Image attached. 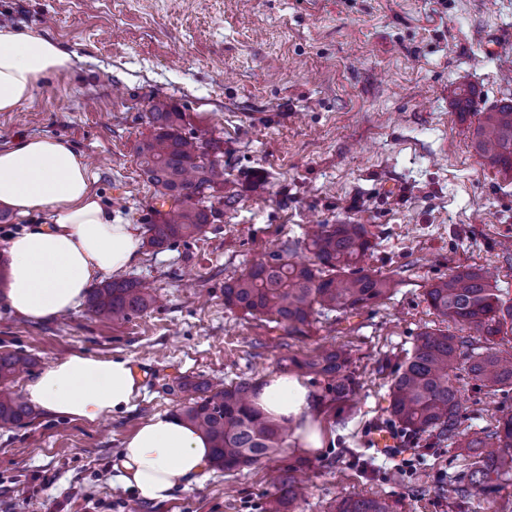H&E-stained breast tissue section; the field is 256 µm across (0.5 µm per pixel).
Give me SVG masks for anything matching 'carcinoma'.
<instances>
[{"mask_svg":"<svg viewBox=\"0 0 512 512\" xmlns=\"http://www.w3.org/2000/svg\"><path fill=\"white\" fill-rule=\"evenodd\" d=\"M456 97L463 109L477 116L471 132L477 155L512 179V103L479 110L472 90L461 88ZM146 122L151 132L136 147L138 166L155 197L172 201L171 210L147 228L148 244L162 249L205 232L217 219L215 204L231 208L235 200L221 194L220 139L209 133L185 135L184 113L165 98L152 100ZM299 244L314 261L296 262L280 254L260 260L246 274L224 283V304L251 317L265 316L289 336L306 337L320 316L353 315L389 297L398 285L361 266L373 249L363 224H311ZM425 296L439 316L467 327L471 334L428 328L417 335L391 384L389 419L415 440L434 432L474 453L477 461L468 482L450 483L448 493L463 502L484 500L499 478L512 472V415L489 431L462 429L463 404L453 377L455 371H464L474 389L487 396L512 391V349H501L512 335V302L503 300L484 272L473 266L433 282ZM154 303L151 289L133 279L90 288L86 297L94 319L114 324L129 321ZM349 364L343 348L288 358V366L322 378L326 397L338 403L349 401L358 388ZM30 365L23 356L0 352V426H24L34 418L32 406L9 387ZM260 387L247 378L222 386L197 383L199 396L180 408L183 420L210 441L212 467L250 468L272 460L284 447L288 433L283 423L254 406ZM295 471L288 466L274 477L277 496L268 512L292 510L303 499ZM331 512H394V506L379 497L344 498Z\"/></svg>","mask_w":512,"mask_h":512,"instance_id":"1","label":"carcinoma"}]
</instances>
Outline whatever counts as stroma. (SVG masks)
<instances>
[{
	"label": "stroma",
	"mask_w": 512,
	"mask_h": 512,
	"mask_svg": "<svg viewBox=\"0 0 512 512\" xmlns=\"http://www.w3.org/2000/svg\"><path fill=\"white\" fill-rule=\"evenodd\" d=\"M20 25L74 48L72 72L44 80L0 112V145L20 136L67 139L106 210L156 221L154 189L136 146L153 98L185 114V132L220 135L225 194L237 199L203 234L165 249L141 245L126 275L157 308L112 325L85 309L45 321L0 297V352L34 358L24 391L64 355L122 356L138 372L130 411L85 423L37 413L0 427V512H266L277 469L306 460L297 512H329L346 497H382L397 512H460L445 488L472 460L423 434V459L380 453L372 430L393 431L386 408L395 370L424 328L460 333L425 300L460 267L489 271L512 300V180L475 153L455 103L512 99V0H0V26ZM363 224L365 268L398 280L394 293L310 338L286 336L224 304V283L280 254L307 225ZM350 349L353 401L320 404L318 448L288 443L243 471L206 469L170 499L136 498L114 464L147 418L188 403L183 380L228 384L281 375L282 358ZM467 429L512 415V393L489 400L460 379Z\"/></svg>",
	"instance_id": "obj_1"
}]
</instances>
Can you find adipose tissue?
Listing matches in <instances>:
<instances>
[{"label": "adipose tissue", "instance_id": "1", "mask_svg": "<svg viewBox=\"0 0 512 512\" xmlns=\"http://www.w3.org/2000/svg\"><path fill=\"white\" fill-rule=\"evenodd\" d=\"M75 54L24 26L0 27V112L31 98L40 82L65 74ZM0 205L19 218L46 213L47 223L11 237L6 302L18 316L47 320L76 310L91 284L129 270L139 257L141 228L104 211L87 164L64 139L24 137L0 147ZM47 415L93 422L131 409L139 386L129 359L73 353L55 360L25 387ZM272 417L292 422L303 447H321L308 388L284 374L256 400ZM211 456L209 440L180 418L158 413L124 442L119 479L147 501L169 499L198 482Z\"/></svg>", "mask_w": 512, "mask_h": 512}]
</instances>
